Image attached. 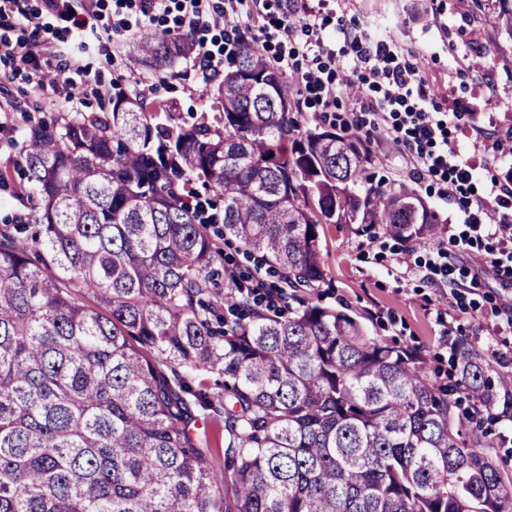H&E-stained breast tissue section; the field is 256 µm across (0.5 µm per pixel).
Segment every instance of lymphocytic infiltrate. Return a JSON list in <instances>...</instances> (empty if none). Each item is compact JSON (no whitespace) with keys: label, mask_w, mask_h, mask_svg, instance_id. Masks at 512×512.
Segmentation results:
<instances>
[{"label":"lymphocytic infiltrate","mask_w":512,"mask_h":512,"mask_svg":"<svg viewBox=\"0 0 512 512\" xmlns=\"http://www.w3.org/2000/svg\"><path fill=\"white\" fill-rule=\"evenodd\" d=\"M286 14L299 17L306 40L304 54L334 60L337 68H351L359 80L371 81L379 93L371 100L357 95L355 103L361 112H393L398 121L390 129L392 142L415 157L418 165L444 183L443 196L455 203L463 215L469 236L491 237L498 242V255L489 265L496 272L512 269V173L492 179L484 195L473 196L471 188L475 166L460 157L448 139L458 127L460 114L455 110L439 111L423 79L419 67L398 64L387 42L371 37L358 25L339 23L338 34L350 43L353 56L337 58L329 41L321 34L318 11L311 0H284ZM71 0H43L42 11L30 9L28 0H0V17L18 21L22 29L39 30L40 14L47 11L70 16ZM181 26L174 37L196 34L212 28H223L225 36L237 35L244 19L260 16L259 0H179Z\"/></svg>","instance_id":"f902f5d3"}]
</instances>
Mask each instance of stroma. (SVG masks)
Returning <instances> with one entry per match:
<instances>
[{"instance_id": "obj_1", "label": "stroma", "mask_w": 512, "mask_h": 512, "mask_svg": "<svg viewBox=\"0 0 512 512\" xmlns=\"http://www.w3.org/2000/svg\"><path fill=\"white\" fill-rule=\"evenodd\" d=\"M104 3L98 30L112 39L115 48L110 53L94 37H82L72 20L51 14L42 17L45 39L65 42L71 52L83 55L87 70L75 77L88 93L81 112L98 111L100 95L121 90L164 101L168 110L161 119L171 126L222 120L191 61L177 64L168 75L153 73L136 59L138 34L147 28L175 27V13L149 18L137 6L119 9L113 0ZM493 11L492 0H326L323 33L334 37L338 19H356L383 37L399 59L418 61L426 83L439 91L442 106L471 108L478 126L505 130L512 128V37L497 27ZM334 48L347 56L352 53L340 39H335ZM26 50L25 43H12L9 56L0 59V100L15 107L11 120L0 124V169L8 174L0 183V220L19 216L29 222L33 216L28 184L16 165L25 141V118L30 114L48 121L59 118V110L48 102L61 98L62 92L49 82L39 90L29 86L24 71L17 68ZM480 67L489 72L491 87L479 84L475 71ZM350 79V72H339L336 82L342 91L331 112L321 111L303 83L287 80L291 115L298 128L353 133L356 91L349 88ZM450 139L477 167L476 193H483L486 183L512 164L508 146L490 140L476 152L456 129ZM365 145L370 153V186L403 185L414 190L438 215L437 239L445 244L447 255L439 257L436 245L406 243L361 224H327L320 234L325 278L316 289L289 293V305L305 302L346 311L362 322L368 335L419 351L434 379L444 381L452 373V345L462 336L496 370L512 373V327L503 310L512 302V279L485 268L494 240L456 244V236L466 226L457 205L442 199V181L415 176L409 158L384 136L367 138ZM443 262L449 268L445 274L438 271Z\"/></svg>"}]
</instances>
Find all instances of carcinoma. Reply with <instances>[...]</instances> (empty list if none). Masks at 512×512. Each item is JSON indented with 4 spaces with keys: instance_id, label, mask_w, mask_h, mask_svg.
<instances>
[{
    "instance_id": "cac0c4a2",
    "label": "carcinoma",
    "mask_w": 512,
    "mask_h": 512,
    "mask_svg": "<svg viewBox=\"0 0 512 512\" xmlns=\"http://www.w3.org/2000/svg\"><path fill=\"white\" fill-rule=\"evenodd\" d=\"M496 2L512 36V0ZM189 50L139 38L157 73ZM207 83L220 125L167 126L162 104L123 92L102 114L27 119L39 229L0 225V512H512L478 416L512 421V374L467 339L448 386L342 310L217 288L218 237L313 289L321 225L426 246L437 220L403 186L354 191L360 136L290 137L284 76L258 45ZM198 409L224 423L222 471L192 434Z\"/></svg>"
}]
</instances>
